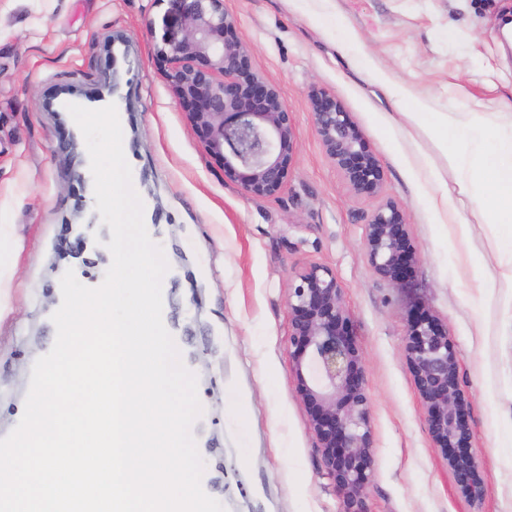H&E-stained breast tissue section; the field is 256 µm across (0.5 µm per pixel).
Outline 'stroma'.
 <instances>
[{
  "label": "stroma",
  "instance_id": "obj_1",
  "mask_svg": "<svg viewBox=\"0 0 512 512\" xmlns=\"http://www.w3.org/2000/svg\"><path fill=\"white\" fill-rule=\"evenodd\" d=\"M258 73L281 91L297 156L281 191L246 196L207 154L157 49L181 37L173 0H0V437L27 396L32 357L54 340L60 279L92 286L108 267L71 225L94 210L83 135L67 110L115 105L144 223L169 264L163 296L197 377L196 442L207 489L225 512H342L299 396L289 346L288 284L321 264L340 281L366 357L374 475L369 512H512V335H500L503 288H469L489 262L490 225L470 215V253L452 249L432 203L455 188L438 144L397 113L392 81L431 111L512 114V47L499 26L512 0H224ZM353 30L352 45L336 36ZM334 94L402 205L419 250L405 283L376 274L364 249L379 199L355 196L313 125L312 88ZM422 311L448 329L469 401L480 503L457 489L434 448L403 348Z\"/></svg>",
  "mask_w": 512,
  "mask_h": 512
}]
</instances>
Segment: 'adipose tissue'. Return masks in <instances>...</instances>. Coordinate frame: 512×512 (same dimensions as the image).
<instances>
[{
    "label": "adipose tissue",
    "instance_id": "obj_1",
    "mask_svg": "<svg viewBox=\"0 0 512 512\" xmlns=\"http://www.w3.org/2000/svg\"><path fill=\"white\" fill-rule=\"evenodd\" d=\"M408 118L425 127L440 146L449 171L460 176L457 197L442 191L433 198L435 209L449 218L450 245L463 252L470 247L472 228L465 210L477 211L498 226L493 256L508 287L502 304L512 310V121L492 120L478 102L462 113H432L419 101Z\"/></svg>",
    "mask_w": 512,
    "mask_h": 512
}]
</instances>
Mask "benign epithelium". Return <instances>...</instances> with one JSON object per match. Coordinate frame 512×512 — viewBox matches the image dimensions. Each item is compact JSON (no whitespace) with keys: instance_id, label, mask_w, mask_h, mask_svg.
<instances>
[{"instance_id":"obj_1","label":"benign epithelium","mask_w":512,"mask_h":512,"mask_svg":"<svg viewBox=\"0 0 512 512\" xmlns=\"http://www.w3.org/2000/svg\"><path fill=\"white\" fill-rule=\"evenodd\" d=\"M175 2L183 34L158 49L172 64L175 98L206 151L225 160L246 195H276L296 160L293 113L279 88L256 71L224 0ZM309 100L315 130L336 171L355 196H379L383 168L342 102L319 89ZM364 246L375 272L395 284L419 257L403 208L394 201L372 211ZM288 309L289 353L324 470L345 512H367L363 492L374 474V454L365 357L332 269L312 264L295 274ZM404 354L434 447L448 461L459 491L481 500L484 481L471 452L468 401L448 330L429 315L414 314Z\"/></svg>"}]
</instances>
